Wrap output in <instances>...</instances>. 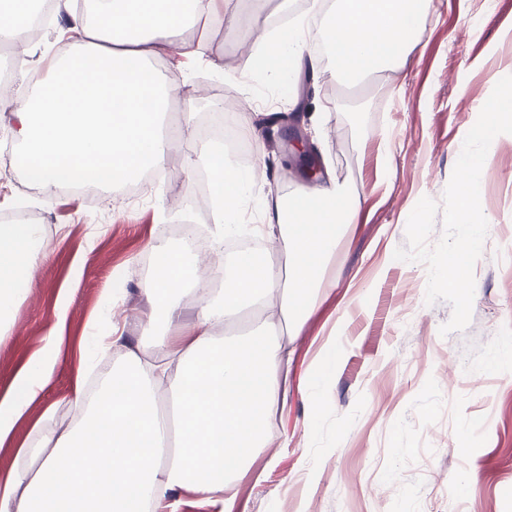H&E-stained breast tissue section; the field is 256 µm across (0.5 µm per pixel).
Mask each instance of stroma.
I'll return each instance as SVG.
<instances>
[{
  "label": "stroma",
  "mask_w": 512,
  "mask_h": 512,
  "mask_svg": "<svg viewBox=\"0 0 512 512\" xmlns=\"http://www.w3.org/2000/svg\"><path fill=\"white\" fill-rule=\"evenodd\" d=\"M231 28L199 25L204 43L195 61L169 54L155 67L200 103L240 99L238 121L259 139L297 125L309 133L323 169L358 188L366 201L340 241L315 307L293 338L288 397L275 412L265 447L237 483L230 512H512V134L499 135L480 179L488 221L474 269L469 325L440 335L452 308L425 301L427 269L394 260L406 243L407 219L421 197L442 200L464 138L500 75L512 72V0H435L418 33V55L393 91V75L376 72L358 87L328 71L301 67L290 85L244 69L260 55L251 31H277L301 16L300 0H231ZM79 0H55L37 40L12 74L18 101L29 99L50 57L66 55L76 33L66 21ZM222 57L237 80L210 65ZM326 113L313 128L311 113ZM18 120L0 112V224L37 212L44 226L41 258L6 310L0 335V395L47 343L59 360L50 383L0 445V486L30 461L21 446L77 417L76 380L91 382L126 351L150 359L144 328L150 307L141 262L152 248L171 249L169 226L193 218L208 241L232 247L212 221L210 193L200 184L195 138L184 139L177 163L126 186L85 195L61 187L26 193L18 164ZM250 164H266L247 203L283 197L304 179L291 153L264 147ZM124 336L100 349L97 337ZM339 352L319 377L325 348Z\"/></svg>",
  "instance_id": "1"
}]
</instances>
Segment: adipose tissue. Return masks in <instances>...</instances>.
Wrapping results in <instances>:
<instances>
[{"label": "adipose tissue", "mask_w": 512, "mask_h": 512, "mask_svg": "<svg viewBox=\"0 0 512 512\" xmlns=\"http://www.w3.org/2000/svg\"><path fill=\"white\" fill-rule=\"evenodd\" d=\"M28 0H0V39L25 52ZM99 17L72 16L78 35L72 51L50 60L34 96L15 106L0 91V112H16L20 159L45 194L92 183L103 188L140 180L163 168L179 150L166 138L165 117L176 85L154 63L171 46L198 55L202 44L185 32L203 23L229 26L227 0H96ZM433 0H319V36L326 58H306V28L297 22L277 35L256 28L269 79L292 78L302 64L321 70L331 62L348 77L406 71L416 34ZM198 158L208 172L213 221L224 235L240 230L242 208L256 172L236 166L223 144L201 140ZM364 198L334 179L297 187L289 200L265 198L262 229L280 237L287 261L242 254L224 266L223 285L208 287L194 255L159 252L145 295L153 306L145 328L155 334V363L133 353L112 368L96 392L76 382L72 399L80 419L48 432L30 457L35 472H21L0 489V512H166L169 495L184 487L212 503L235 497L236 480L266 442L269 419L288 391L291 354L278 338L260 333L221 335L243 309L276 304L285 332L307 316L328 276L336 247L354 223ZM36 224H0V314L40 257ZM193 292L192 324L178 307ZM57 354L43 350L16 373L0 396V444L10 438L51 380ZM170 387L172 419L158 408Z\"/></svg>", "instance_id": "adipose-tissue-1"}]
</instances>
